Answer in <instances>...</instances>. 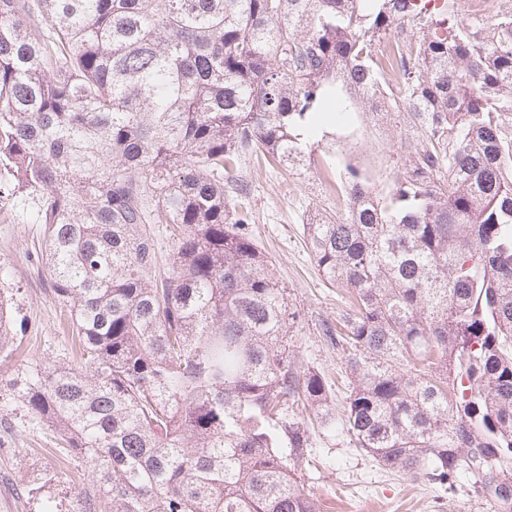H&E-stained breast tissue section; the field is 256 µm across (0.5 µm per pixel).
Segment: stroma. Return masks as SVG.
<instances>
[{"label":"stroma","instance_id":"stroma-1","mask_svg":"<svg viewBox=\"0 0 512 512\" xmlns=\"http://www.w3.org/2000/svg\"><path fill=\"white\" fill-rule=\"evenodd\" d=\"M347 130L356 142L349 163L370 173L378 189H385L388 176L397 171L404 156L398 149L403 125L398 120H371L368 114L351 113ZM249 202L255 214L252 233L279 271L292 309L299 316L288 338L291 359L298 369H313L328 382L334 398H343L339 376L341 360L319 333L321 320H336L346 309V293L325 283L307 248L302 222L320 208L323 195L315 176L293 171H249ZM42 246V229L31 222L26 210L13 199L0 198V265L8 267L5 282L11 295L16 321L28 326L25 340L34 359L64 358L68 339L58 330L60 306L50 292L44 267L35 257ZM16 435L0 447V512H41L42 499L30 493L33 478L40 473L66 471L68 478L53 483L60 512H70L76 497L88 482L77 458L59 462L47 454L50 432L28 418L14 416ZM309 463L301 482L315 493L324 512H495L492 502L477 495L467 475L454 486L411 482L396 472L378 468L353 448L339 429L319 425L307 428Z\"/></svg>","mask_w":512,"mask_h":512}]
</instances>
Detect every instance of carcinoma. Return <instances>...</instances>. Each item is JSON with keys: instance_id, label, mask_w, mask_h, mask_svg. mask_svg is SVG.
Masks as SVG:
<instances>
[{"instance_id": "1", "label": "carcinoma", "mask_w": 512, "mask_h": 512, "mask_svg": "<svg viewBox=\"0 0 512 512\" xmlns=\"http://www.w3.org/2000/svg\"><path fill=\"white\" fill-rule=\"evenodd\" d=\"M429 2L0 0V195L44 227L72 340L0 378V441L20 410L82 459L69 512H321L291 404L512 512V11L478 27ZM349 112L407 128L384 193L337 172ZM251 164L309 171L327 200L303 235L353 298L320 327L339 413L290 364ZM17 336L0 292L1 361Z\"/></svg>"}]
</instances>
